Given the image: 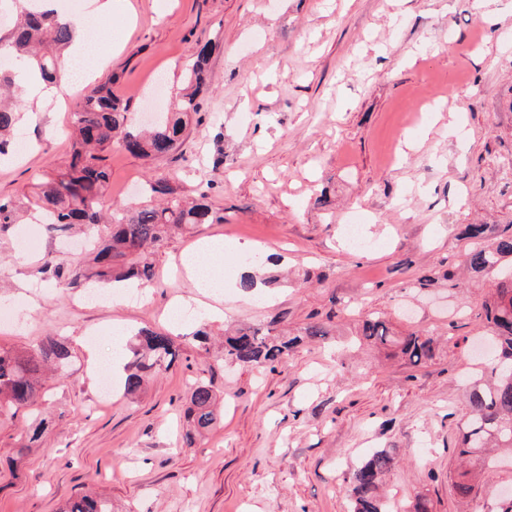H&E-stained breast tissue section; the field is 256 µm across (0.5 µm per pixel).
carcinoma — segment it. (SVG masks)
Returning a JSON list of instances; mask_svg holds the SVG:
<instances>
[{
  "label": "carcinoma",
  "mask_w": 512,
  "mask_h": 512,
  "mask_svg": "<svg viewBox=\"0 0 512 512\" xmlns=\"http://www.w3.org/2000/svg\"><path fill=\"white\" fill-rule=\"evenodd\" d=\"M72 38L69 23L61 21L56 12L35 6L22 12L7 40L0 39V58L10 60L8 72H0V154L8 147V137L19 121L20 106L13 98L12 84L23 77L56 83L62 50ZM211 50L212 44L207 42L182 63L185 87L171 110L158 113L156 123L147 128L132 123L126 104L112 92V82L83 90L72 113L74 139L67 168L33 187L28 198L29 206L52 231L66 232L75 224L107 228L93 263L68 271L69 287L83 288L92 283L114 287L130 279L150 281L158 249L172 230L224 223V211L214 207L207 195L189 201L164 179H150L143 189L145 197L160 200L156 205L125 209L104 201L110 181L105 152L117 146L133 156L153 160L180 147L186 129L200 112L199 95L208 81ZM19 219V205L0 199V224H16ZM463 264L476 275L498 276L494 297L483 307L495 351L494 380L483 387L476 385L470 392L462 434L455 445L457 457L472 463L477 474L486 475L495 468L486 448L512 450V232L500 235L489 246L472 248ZM328 334L322 321L308 323L293 337L275 333L270 323L247 326L225 338L224 362L272 369L304 339H323ZM130 336L123 388L124 393L136 395L150 379L174 364L179 348L174 338L160 329L141 327L130 331ZM361 340L391 346L415 366L434 355L433 338L416 332L398 336L380 319L363 323ZM72 365L67 340L54 333L46 334L24 352L0 348V417L36 409L46 393L70 375ZM186 411L193 427L186 436L189 447L194 434L210 428L218 419L214 380L193 383ZM52 426V420L35 417L19 447L40 445ZM394 463L393 451L381 448L354 469L349 489L352 512H389L380 485ZM60 512H112V502L88 492L66 502Z\"/></svg>",
  "instance_id": "obj_1"
}]
</instances>
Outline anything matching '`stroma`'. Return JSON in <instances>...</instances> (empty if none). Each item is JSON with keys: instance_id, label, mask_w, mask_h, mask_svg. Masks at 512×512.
<instances>
[{"instance_id": "obj_1", "label": "stroma", "mask_w": 512, "mask_h": 512, "mask_svg": "<svg viewBox=\"0 0 512 512\" xmlns=\"http://www.w3.org/2000/svg\"><path fill=\"white\" fill-rule=\"evenodd\" d=\"M108 15L111 81L139 118L183 85L180 63L213 42L211 81L175 153L145 160L114 149L108 198L143 205L136 186L169 178L189 198L207 194L220 224L172 233L157 278L128 303L103 289L67 287L45 274L87 263L92 229L60 235L37 224L38 249L18 247L20 225L0 224V347L25 350L66 336L71 375L39 407L58 417L48 441L17 452L28 412L0 419V512H57L79 493L109 497L115 512H351L349 480L368 454L395 452L385 494L393 512L419 496L433 512H498L512 465L461 497L454 445L470 383L489 378L472 344L488 280L460 262L512 229V0H130ZM79 93L40 90L17 126L25 150L0 155V198L25 202L33 184L64 169ZM373 242L349 247L345 225ZM224 239L225 298L208 297L180 258ZM271 257L269 294L237 300V243ZM191 302L215 333L279 318L295 332L330 319L327 342H306L275 370L215 361L177 323ZM373 315L395 331L436 342L414 366L393 348L362 345ZM175 337L180 356L135 397L111 372L114 335L138 326ZM112 375L98 392L96 367ZM214 378L224 397L217 425L194 447L181 438L192 382Z\"/></svg>"}]
</instances>
